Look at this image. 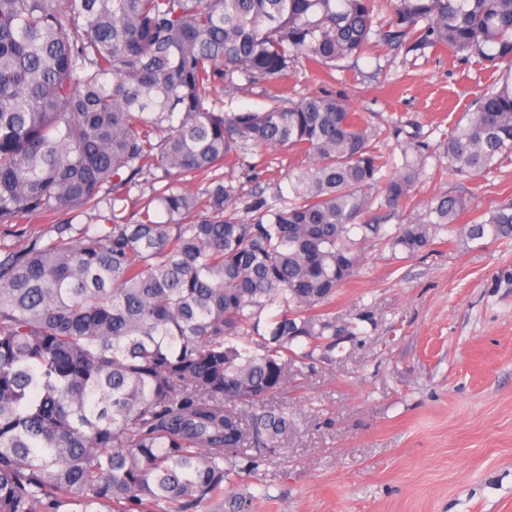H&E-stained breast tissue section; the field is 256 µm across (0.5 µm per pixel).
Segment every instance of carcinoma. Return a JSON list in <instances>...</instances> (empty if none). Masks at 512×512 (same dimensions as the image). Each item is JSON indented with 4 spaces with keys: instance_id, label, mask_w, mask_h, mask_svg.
<instances>
[{
    "instance_id": "1",
    "label": "carcinoma",
    "mask_w": 512,
    "mask_h": 512,
    "mask_svg": "<svg viewBox=\"0 0 512 512\" xmlns=\"http://www.w3.org/2000/svg\"><path fill=\"white\" fill-rule=\"evenodd\" d=\"M373 43L505 67L444 154L468 178L512 156V0H0V228L37 216L56 233L0 259V512H249L224 496L225 464L256 472L293 425L268 401L363 335L369 312L328 306L366 246L512 240V201L434 197L392 233L365 220L411 204L429 151L411 136L395 163L341 96L284 85L245 112L215 97L300 60L329 84ZM278 148L305 161L286 195L214 176ZM180 175L205 189L155 188ZM78 211L102 223L76 228Z\"/></svg>"
}]
</instances>
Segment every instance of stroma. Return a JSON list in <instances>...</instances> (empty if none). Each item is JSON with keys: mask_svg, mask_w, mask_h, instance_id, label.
<instances>
[{"mask_svg": "<svg viewBox=\"0 0 512 512\" xmlns=\"http://www.w3.org/2000/svg\"><path fill=\"white\" fill-rule=\"evenodd\" d=\"M497 78L480 63L370 47L331 89L396 149L428 142L423 203L512 198V160L494 177L443 172V134ZM370 312L363 337L316 355L274 403L294 426L234 493L252 512H512V243L457 238L409 258L370 246L332 304Z\"/></svg>", "mask_w": 512, "mask_h": 512, "instance_id": "1", "label": "stroma"}]
</instances>
